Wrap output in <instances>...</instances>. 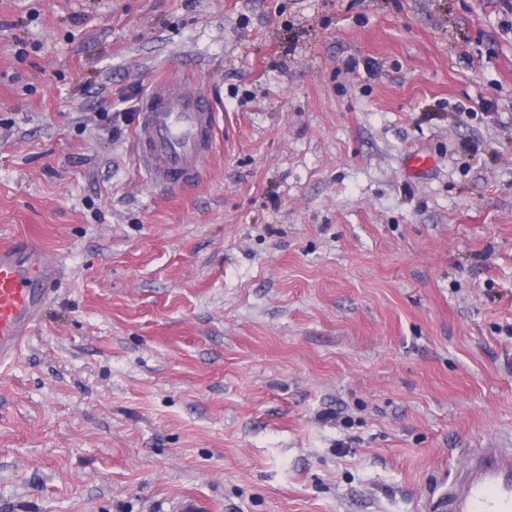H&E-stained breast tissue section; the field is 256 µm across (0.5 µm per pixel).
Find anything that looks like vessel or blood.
Instances as JSON below:
<instances>
[{"mask_svg":"<svg viewBox=\"0 0 512 512\" xmlns=\"http://www.w3.org/2000/svg\"><path fill=\"white\" fill-rule=\"evenodd\" d=\"M137 146L154 185L181 190L206 170L217 126L213 101L179 82L137 102ZM59 265L31 239L0 245V366L14 360L41 317ZM437 512H512V448H471L436 495Z\"/></svg>","mask_w":512,"mask_h":512,"instance_id":"obj_1","label":"vessel or blood"}]
</instances>
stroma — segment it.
Listing matches in <instances>:
<instances>
[{"label":"stroma","instance_id":"obj_1","mask_svg":"<svg viewBox=\"0 0 512 512\" xmlns=\"http://www.w3.org/2000/svg\"><path fill=\"white\" fill-rule=\"evenodd\" d=\"M174 79L219 122L166 191L124 107ZM21 237L0 512H435L512 448V0H0ZM58 274L57 261L31 239L0 245V366L21 352Z\"/></svg>","mask_w":512,"mask_h":512}]
</instances>
